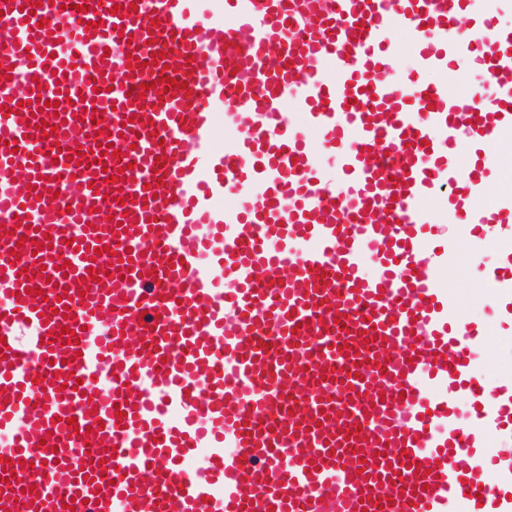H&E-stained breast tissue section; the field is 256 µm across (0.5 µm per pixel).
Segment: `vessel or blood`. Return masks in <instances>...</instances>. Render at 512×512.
I'll return each mask as SVG.
<instances>
[{"label":"vessel or blood","instance_id":"obj_1","mask_svg":"<svg viewBox=\"0 0 512 512\" xmlns=\"http://www.w3.org/2000/svg\"><path fill=\"white\" fill-rule=\"evenodd\" d=\"M471 10L0 0V512H512V336L424 208L512 229L511 190L472 203L512 24ZM463 66L495 96L427 79ZM445 198L438 196L425 202V208L431 218L438 224L441 235L448 240V247L455 252L464 254L475 249L478 252V262L470 269L456 272L454 278L443 285L465 308L471 323L486 328L488 336H500V323L489 302L486 291H489L484 280L487 269L496 266L501 255L497 245H491L486 239L477 240L467 224H451L446 222Z\"/></svg>","mask_w":512,"mask_h":512}]
</instances>
